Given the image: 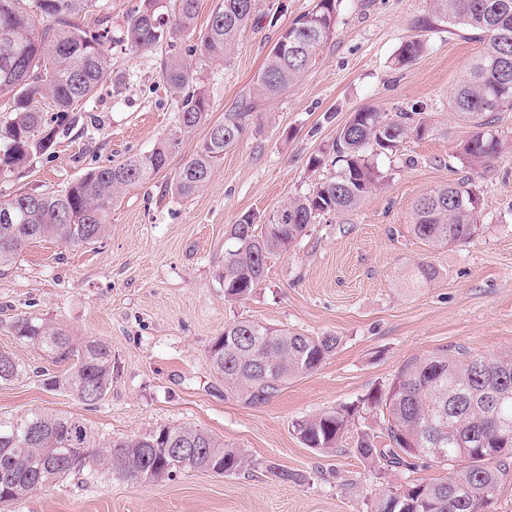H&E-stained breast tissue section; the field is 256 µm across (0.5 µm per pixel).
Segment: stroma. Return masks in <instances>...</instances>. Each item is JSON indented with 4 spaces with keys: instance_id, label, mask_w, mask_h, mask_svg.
<instances>
[{
    "instance_id": "obj_1",
    "label": "stroma",
    "mask_w": 512,
    "mask_h": 512,
    "mask_svg": "<svg viewBox=\"0 0 512 512\" xmlns=\"http://www.w3.org/2000/svg\"><path fill=\"white\" fill-rule=\"evenodd\" d=\"M315 3L256 0L263 19L230 55L196 63L209 98L207 123L184 137L151 182L123 192L103 238L78 249L30 242L0 274V350L25 369L18 382L0 385V414L48 409L115 438L189 424L241 450L249 467L223 477L186 470L154 483L74 474L0 512H367L376 494L403 481L400 471L379 472L354 452L363 433L387 444L379 415L359 411L333 453L306 447L295 421L359 402L425 355L512 354V112L498 115L509 145L490 167L471 169L455 158L472 129L451 111L449 94L481 44L449 24L419 28L430 0H340L336 33L315 65L261 103L211 182L188 198L167 193L211 125L247 96L280 33ZM138 4L99 0L75 21L94 29L108 19L118 39ZM412 38L423 41V54L411 66H395L399 47ZM111 53L112 68L81 121L25 171L0 176V196L64 189L89 168L151 151L174 129L178 101L162 77L164 49L135 53L116 42ZM366 106L422 109L434 130L379 158L385 181L356 211L319 217L294 251L270 256L264 282L248 299L225 301L215 271L231 224L244 214L264 224L281 202L333 174V166L314 170L310 161ZM466 175L480 198L483 236L428 248L408 229L414 202ZM421 259L439 278L418 290L404 287L407 269ZM21 316L59 324L77 340L107 342L106 396L87 405L46 389L45 374L67 364L16 341L13 324ZM235 319L332 333L341 343L314 373L251 406L226 391L208 361L211 343ZM274 465L300 481H281Z\"/></svg>"
}]
</instances>
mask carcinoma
Masks as SVG:
<instances>
[{
	"mask_svg": "<svg viewBox=\"0 0 512 512\" xmlns=\"http://www.w3.org/2000/svg\"><path fill=\"white\" fill-rule=\"evenodd\" d=\"M338 0H317L312 11L298 17L269 50L252 97L211 126L206 139L180 167L169 191L188 198L211 180L224 151L237 143L255 117V101L276 97L296 84L335 34ZM96 0H0V93L9 95L8 118L0 122V173L26 167L47 151L66 125L70 113L89 100L110 67L113 41L107 22L85 29L72 16L93 8ZM200 0H140L121 34L131 51L171 44L162 76L182 95L177 129L144 154L119 164L99 166L57 193L21 192L0 201V269L21 248L35 240H57L71 248L99 241L112 206L124 189L149 181L164 169L180 139L206 122L207 95L197 88V71L187 57L220 58L241 33L257 24L256 0H219L205 30L196 33ZM462 26L483 41L456 81L451 107L473 123L457 157L467 166H490L504 147L494 129L496 115L512 111V0H433L422 19ZM198 35L186 48L171 43L176 35ZM419 40L404 42L394 62L413 64L423 53ZM56 111L53 122L44 107ZM434 130L424 112L397 109L380 112L366 106L353 113L336 133L330 149L333 175L303 195L288 199L268 223L243 215L230 229L234 245L224 251L216 278L224 299H247L267 276L269 256L286 254L316 218L349 213L384 181L376 157L397 150L407 137ZM470 179L461 178L420 197L409 231L431 248L464 244L484 233L481 208ZM439 276L427 261L414 267L407 283L422 288ZM17 340L58 360L68 361L60 375L44 379L52 390H64L88 403L103 398L112 385V349L88 337L79 342L56 324L36 317L14 323ZM340 344L334 334L308 336L274 329L250 320L224 325V335L209 349L210 366L230 392L257 406L275 397L289 380L319 369ZM23 375V367L0 351V383ZM512 391V355L487 357L471 353H438L403 367L387 388L368 396L363 406L382 415L390 439L378 448L370 436L358 439L355 453L381 469L408 473L420 466H441L448 476L432 483L408 479L373 498L371 512H490L500 475L512 458V399L499 407L482 396ZM356 409L344 408L298 420L302 443L320 452L336 451ZM182 442L196 449L187 469L218 475L236 474L248 466L246 456L224 446L213 434L186 424L161 426L136 438L106 439L83 419L47 410L0 415V502H20L50 479L71 474L108 481L158 482L180 470L171 465L167 449ZM497 449L487 458L486 449Z\"/></svg>",
	"mask_w": 512,
	"mask_h": 512,
	"instance_id": "cac0c4a2",
	"label": "carcinoma"
}]
</instances>
